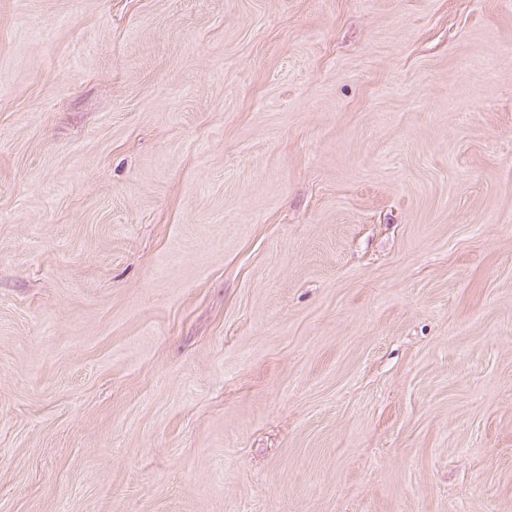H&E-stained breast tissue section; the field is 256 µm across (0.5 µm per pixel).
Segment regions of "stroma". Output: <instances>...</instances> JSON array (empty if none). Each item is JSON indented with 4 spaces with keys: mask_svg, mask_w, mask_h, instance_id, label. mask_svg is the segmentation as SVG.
Wrapping results in <instances>:
<instances>
[{
    "mask_svg": "<svg viewBox=\"0 0 512 512\" xmlns=\"http://www.w3.org/2000/svg\"><path fill=\"white\" fill-rule=\"evenodd\" d=\"M0 512H512V0H0Z\"/></svg>",
    "mask_w": 512,
    "mask_h": 512,
    "instance_id": "1",
    "label": "stroma"
}]
</instances>
